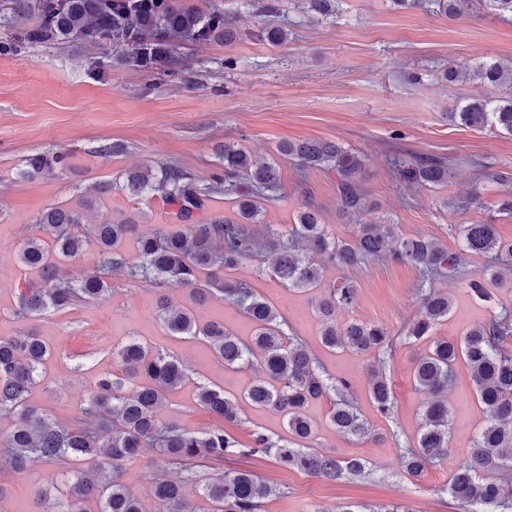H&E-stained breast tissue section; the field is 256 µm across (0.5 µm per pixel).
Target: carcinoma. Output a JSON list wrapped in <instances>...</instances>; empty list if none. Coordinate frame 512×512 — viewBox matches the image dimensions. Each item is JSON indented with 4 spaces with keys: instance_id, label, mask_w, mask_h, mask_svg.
Listing matches in <instances>:
<instances>
[{
    "instance_id": "1",
    "label": "carcinoma",
    "mask_w": 512,
    "mask_h": 512,
    "mask_svg": "<svg viewBox=\"0 0 512 512\" xmlns=\"http://www.w3.org/2000/svg\"><path fill=\"white\" fill-rule=\"evenodd\" d=\"M338 0H305L307 9L326 19ZM402 9H427L450 19H460L482 8L512 18V0H393ZM15 6L33 13L27 41L73 39L88 45L108 43L145 71L180 72L186 63L174 40L226 43L238 37L230 16L205 9L192 0H15ZM443 77L451 83L472 79L482 83L512 84V68L497 62L475 66L448 65ZM450 121L472 129L495 128L512 134V93L499 99H475L448 113ZM280 157L302 170L324 168L336 174L340 214L350 220L365 209L361 188L367 166L364 154L332 141H280ZM221 172L199 183L184 169L170 165L152 172L128 170L122 188L137 198H160L171 207L170 223L151 235L139 232L133 220L96 225L95 245L99 272L76 279L70 267L86 247L78 231L82 211L100 204V194L86 198L80 208L57 205L42 211L35 223L46 239L29 238L18 249L17 260L28 278L17 292V314L41 316L67 310L78 302H91L109 294L111 278L122 274L156 290V313L166 330L206 345L227 370L251 367L261 374L240 395H229L214 384L198 387L197 403L226 422L240 420V403L278 415L288 436L276 440L261 431L252 434L250 451L271 453L289 469L328 481L366 475L368 461L360 456L338 457L312 447L317 437L306 407L321 398L329 400V425L338 434L363 440L372 428L352 397L351 383L329 375L308 345L286 331L287 319L248 281L228 278L246 261L254 262L259 277L268 276L284 288L312 294L322 329L320 340L329 349H346L373 357L369 397L377 413L387 419L394 396L387 376L386 357L391 334L374 321L336 323V315L353 306L358 288L347 277L327 280L329 268L356 270L372 262H394L418 271L427 284L418 291V313L404 330L405 342L427 344L416 358L413 384L435 396L426 403L417 436L411 442L394 440L402 474L417 478L448 457L450 419L444 392L461 362L470 373L479 404L488 423L477 434L467 458L458 464L448 484L449 494L465 512H512V483L491 477L497 470H512V351L503 342L512 337V311L506 308L469 329L456 341L435 336L453 308L448 293L434 287L438 280H463L479 299L493 295L485 284L468 278L456 253L426 237L404 238L385 218L379 224H355L351 237L340 238L330 224L321 223L316 210L298 212L289 232L262 224L263 202L275 198L280 187L275 164H256L247 148L226 142L219 151ZM405 183L434 188L448 183V165L437 158L392 162ZM68 168L67 156L43 153L25 160L21 175L27 179ZM223 194L235 203V217L207 216L209 201ZM462 251L490 259L488 279L504 286L494 268L512 260V241L502 240L493 224H459ZM176 282L188 290V304L172 311L164 287ZM234 304L251 322L244 340L224 327V322L199 319L198 310L215 295ZM53 355L52 348L32 331L26 336L0 339V410L15 417L5 448L11 468L23 472L28 463L71 466L67 497L42 507L41 512H87L85 501L94 498L100 512H142L135 495L121 483V465L144 448H157L169 475L153 484L158 512H195L183 497L192 482L201 488L207 512H259L274 488L241 471L217 478L200 475L207 461H220L241 444L218 427L191 431L159 419L168 395L189 379L182 364L153 351L132 338L113 351L124 377L99 374L74 422L48 418L30 400ZM99 458V476L84 480L77 465Z\"/></svg>"
}]
</instances>
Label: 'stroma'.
I'll return each mask as SVG.
<instances>
[{"mask_svg": "<svg viewBox=\"0 0 512 512\" xmlns=\"http://www.w3.org/2000/svg\"><path fill=\"white\" fill-rule=\"evenodd\" d=\"M272 1L277 8L270 12L266 6ZM203 2L224 9L240 37L230 44H180L177 52L186 68L177 77L133 70L111 47L78 42L25 43L20 55L0 56V339L34 330L53 347L54 356L31 399L52 418L67 422L80 416L96 374L116 370L113 348L132 338L146 342L152 350L179 357L190 369V384L169 395L162 420L191 430L221 426L246 446L254 431L284 434L280 418L245 405L241 423H224L197 404L195 387L216 384L237 395L255 380L254 371L225 370L202 345L168 335L156 319L152 289L117 274L111 294L99 301L37 319L17 314L16 295L25 281L17 248L40 236L37 215L54 204L77 206L109 183L112 191L79 227L83 237L93 239L96 224L128 218L149 235L167 224L166 207L161 200L137 199L115 186L125 170L176 165L205 182L220 168L216 144H243L262 160L274 157L280 139H322L369 157L361 180L367 206L356 222L389 218L402 236L426 235L455 253H461L454 229L459 221L495 225L502 240L512 241V215L499 209L503 197L512 193V135L469 129L448 119L465 101L504 97L512 87L451 84L442 77L451 62L472 66L488 60L512 67V20L477 12L451 20L421 8H397L392 0H339L336 16L325 20L308 11L303 0ZM270 24L287 30L286 42L273 46L257 39L258 30ZM111 141L124 144L125 152L101 154V146ZM62 151L70 155L69 170L38 179L21 176L28 155ZM414 155L450 160L447 186L425 189L401 183L389 159ZM279 165L280 188L265 205L264 223L288 224L309 206L323 223L335 226L339 237H349L352 223L338 210L335 175L324 169L298 172L288 159ZM470 197L474 206L458 220L442 206L446 198ZM234 275L254 283L287 317L328 374L351 382L357 405L384 440L356 442L337 434L326 423L329 405L322 400L307 409L319 424L320 448L363 456L369 462L365 477L329 482L284 468L272 456L245 452L225 456L207 468V475L247 471L277 487L261 512H323L340 503L369 512L395 504L410 512H462L446 487L488 421L465 366L457 367L448 392V460L409 479L400 471L394 447L395 439L416 436L429 399L413 386L418 349L401 337L417 314V271L385 262L349 271L357 298L337 316L341 322L381 323L394 337L388 375L395 407L388 419L377 415L369 399L372 357L323 348L310 297L256 277L248 262ZM440 287L454 304L452 316L436 330L440 337L461 338L501 308L512 310V288L494 289L492 302L485 303L463 283L444 280ZM164 473V463L150 448L124 462L122 481L144 512H157L152 486ZM0 483L7 488L0 512H35L39 497L64 500L69 485L61 467L37 461L17 475L1 457Z\"/></svg>", "mask_w": 512, "mask_h": 512, "instance_id": "obj_1", "label": "stroma"}]
</instances>
